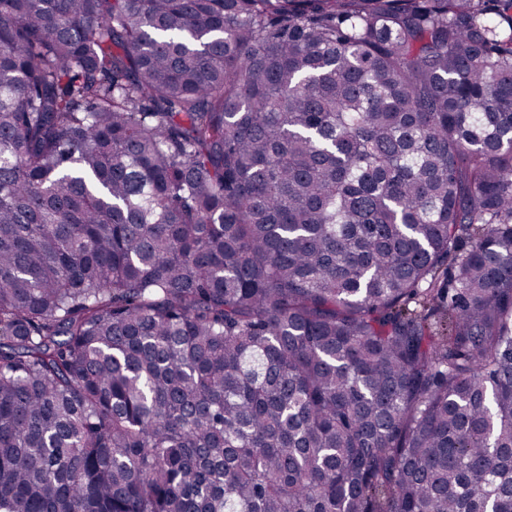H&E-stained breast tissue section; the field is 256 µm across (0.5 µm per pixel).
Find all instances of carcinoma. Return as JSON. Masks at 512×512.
<instances>
[{
    "label": "carcinoma",
    "mask_w": 512,
    "mask_h": 512,
    "mask_svg": "<svg viewBox=\"0 0 512 512\" xmlns=\"http://www.w3.org/2000/svg\"><path fill=\"white\" fill-rule=\"evenodd\" d=\"M0 512H512V0H0Z\"/></svg>",
    "instance_id": "cac0c4a2"
}]
</instances>
